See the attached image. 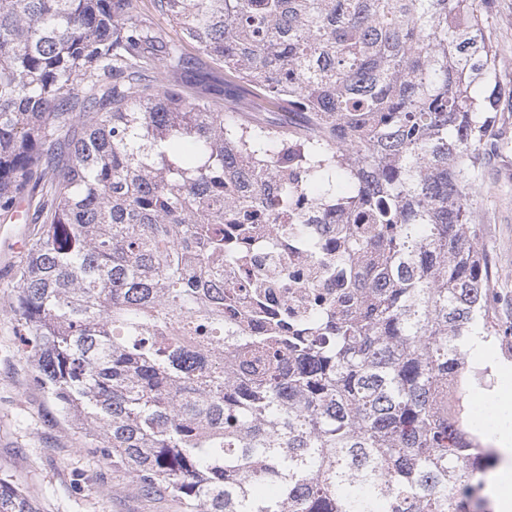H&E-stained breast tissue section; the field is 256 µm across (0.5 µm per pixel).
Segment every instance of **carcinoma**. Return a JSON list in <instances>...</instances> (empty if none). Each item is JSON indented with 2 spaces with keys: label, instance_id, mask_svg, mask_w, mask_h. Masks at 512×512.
<instances>
[{
  "label": "carcinoma",
  "instance_id": "obj_1",
  "mask_svg": "<svg viewBox=\"0 0 512 512\" xmlns=\"http://www.w3.org/2000/svg\"><path fill=\"white\" fill-rule=\"evenodd\" d=\"M490 5L155 0L176 43L138 0H0V212L22 195L37 225L11 308L90 451L184 512H486L461 381L498 336L472 218L512 99ZM208 61L222 107L182 82ZM256 213L351 312L276 319L255 274L224 345V272L260 262L224 225ZM313 224L340 225L328 259ZM0 512L36 509L0 478ZM139 5L141 12L153 18L155 26L167 40L179 41L181 39L179 31L169 23L164 15L155 10L153 0H141Z\"/></svg>",
  "mask_w": 512,
  "mask_h": 512
}]
</instances>
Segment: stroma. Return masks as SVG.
I'll return each mask as SVG.
<instances>
[{"instance_id":"obj_1","label":"stroma","mask_w":512,"mask_h":512,"mask_svg":"<svg viewBox=\"0 0 512 512\" xmlns=\"http://www.w3.org/2000/svg\"><path fill=\"white\" fill-rule=\"evenodd\" d=\"M501 67L512 79V0H494L488 18ZM500 149L491 154L474 201L479 248L492 271L488 304L501 334L489 339L483 365L466 373L479 403L484 386L512 379V102L498 115ZM32 225L0 215V476L35 500L38 512H182L165 493L144 495L132 476L85 450L79 427L63 420L53 400L34 382L20 351L18 322L9 308L16 267Z\"/></svg>"}]
</instances>
